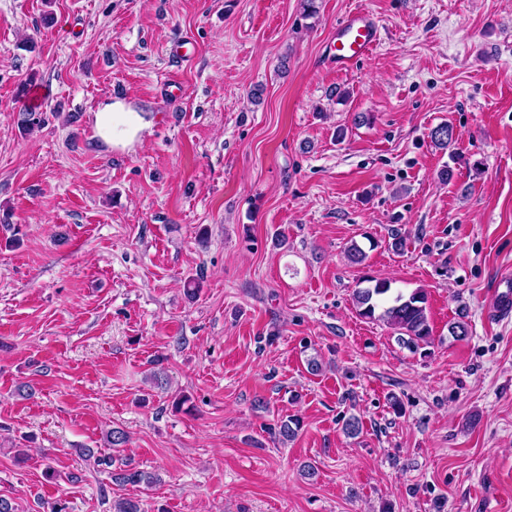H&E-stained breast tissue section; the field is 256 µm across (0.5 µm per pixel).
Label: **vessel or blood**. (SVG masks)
Wrapping results in <instances>:
<instances>
[{
	"label": "vessel or blood",
	"mask_w": 512,
	"mask_h": 512,
	"mask_svg": "<svg viewBox=\"0 0 512 512\" xmlns=\"http://www.w3.org/2000/svg\"><path fill=\"white\" fill-rule=\"evenodd\" d=\"M380 40L381 28L377 19L368 9H357L337 25L327 60L336 71L350 70L371 55Z\"/></svg>",
	"instance_id": "vessel-or-blood-1"
}]
</instances>
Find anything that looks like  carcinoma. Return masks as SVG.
Listing matches in <instances>:
<instances>
[{
  "label": "carcinoma",
  "mask_w": 512,
  "mask_h": 512,
  "mask_svg": "<svg viewBox=\"0 0 512 512\" xmlns=\"http://www.w3.org/2000/svg\"><path fill=\"white\" fill-rule=\"evenodd\" d=\"M432 142L441 149L453 142V127L440 124L431 131ZM354 301L359 315L381 322L406 336L405 342L414 347L429 343L432 329L427 315V296L421 289L409 294L392 287V282L378 279L374 283L357 288ZM112 481L121 486H137L155 483L154 475L128 464L112 472Z\"/></svg>",
  "instance_id": "cac0c4a2"
}]
</instances>
